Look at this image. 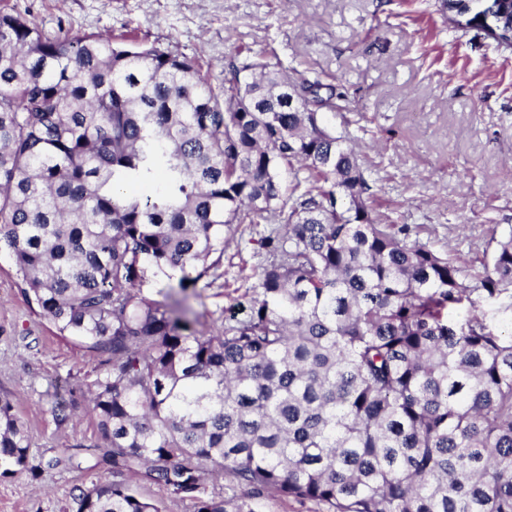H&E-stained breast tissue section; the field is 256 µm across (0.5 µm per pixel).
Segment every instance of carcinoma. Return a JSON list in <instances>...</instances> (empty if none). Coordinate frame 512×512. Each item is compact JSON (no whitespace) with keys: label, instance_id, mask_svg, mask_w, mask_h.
<instances>
[{"label":"carcinoma","instance_id":"cac0c4a2","mask_svg":"<svg viewBox=\"0 0 512 512\" xmlns=\"http://www.w3.org/2000/svg\"><path fill=\"white\" fill-rule=\"evenodd\" d=\"M347 111L264 56L217 91L193 59L0 13V247L28 303L99 358L51 406L63 424L87 398L98 438L76 447L95 465L193 512H253L206 494L224 475L325 512H512V336L478 306L512 299V230L472 274L372 217L363 164L321 119ZM261 220L246 313L188 326L173 289L219 265L224 226ZM29 449L0 397L1 476L82 466ZM75 491V512H162L122 481Z\"/></svg>","mask_w":512,"mask_h":512}]
</instances>
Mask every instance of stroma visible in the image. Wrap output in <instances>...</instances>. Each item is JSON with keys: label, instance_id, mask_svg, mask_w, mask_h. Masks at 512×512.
<instances>
[{"label": "stroma", "instance_id": "stroma-1", "mask_svg": "<svg viewBox=\"0 0 512 512\" xmlns=\"http://www.w3.org/2000/svg\"><path fill=\"white\" fill-rule=\"evenodd\" d=\"M442 0H0L49 34L110 32L199 61L214 86L224 63L256 55L303 78L343 85L350 110L326 124L365 163L373 216H385L470 271L492 237L512 230V47L459 29ZM266 224H235L207 283L185 304L212 317L247 299L265 255ZM98 360L60 335L20 291L0 250V396L26 425L31 463L91 443L85 414L58 424L55 390L82 387ZM111 468L0 477V512H72L75 488L112 481Z\"/></svg>", "mask_w": 512, "mask_h": 512}]
</instances>
